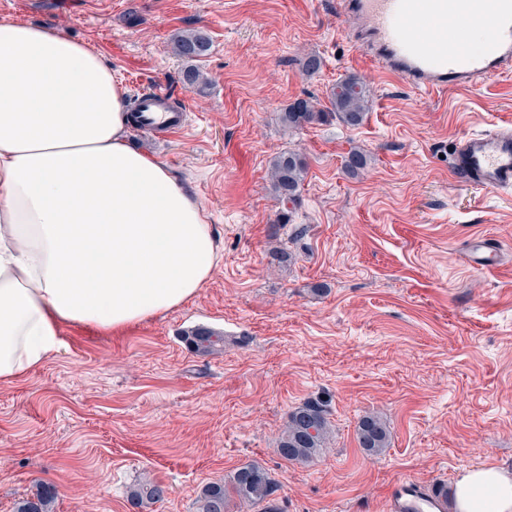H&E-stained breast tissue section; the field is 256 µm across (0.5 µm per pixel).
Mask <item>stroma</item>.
<instances>
[{"mask_svg": "<svg viewBox=\"0 0 512 512\" xmlns=\"http://www.w3.org/2000/svg\"><path fill=\"white\" fill-rule=\"evenodd\" d=\"M82 2L0 0V20L58 29L103 55L127 99L162 86L187 109L182 137H131L203 204L220 258L179 308L116 333L64 326L60 354L0 384V512L44 483L52 512H196L202 486L249 463L286 512H387L404 477L512 474V192L457 186L446 159L466 134L512 125V72L423 94L354 47L336 0ZM195 30L210 41L198 91L172 48ZM307 53L319 73L303 71ZM350 76L371 90L359 127L280 125L288 104ZM353 147L370 157L358 176L343 168ZM288 150L308 174L284 210L269 168ZM475 239L498 247L497 268L471 267ZM198 326L223 345L192 350ZM307 400L327 409L329 443L284 461L275 448ZM368 413L389 431L377 455L356 440ZM147 480L167 500L133 505Z\"/></svg>", "mask_w": 512, "mask_h": 512, "instance_id": "35a3bbf8", "label": "stroma"}]
</instances>
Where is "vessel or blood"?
<instances>
[{"label":"vessel or blood","mask_w":512,"mask_h":512,"mask_svg":"<svg viewBox=\"0 0 512 512\" xmlns=\"http://www.w3.org/2000/svg\"><path fill=\"white\" fill-rule=\"evenodd\" d=\"M338 12L348 20H365V30H352L357 49L386 69L424 91L465 87L479 77L512 68V0H339ZM489 20L479 50L464 48L462 24ZM437 30L434 42H420L415 29ZM168 92L154 87L141 96L145 127L177 136L188 125L182 110L166 106ZM454 180L480 190H512V128L472 133L456 143L449 159ZM471 260L476 268L498 265L497 250L476 242ZM389 512H447L448 491L424 488L412 478L396 481L388 496Z\"/></svg>","instance_id":"vessel-or-blood-1"}]
</instances>
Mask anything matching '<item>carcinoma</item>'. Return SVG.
<instances>
[{
	"instance_id": "cac0c4a2",
	"label": "carcinoma",
	"mask_w": 512,
	"mask_h": 512,
	"mask_svg": "<svg viewBox=\"0 0 512 512\" xmlns=\"http://www.w3.org/2000/svg\"><path fill=\"white\" fill-rule=\"evenodd\" d=\"M209 39L201 32L191 31L177 35L173 40L175 54L191 63L184 72V83L190 87L200 83L201 72L193 62L206 55ZM370 90L355 77H349L333 89L326 103L312 99H297L278 116L281 126L289 131L301 130L307 125L336 119L348 128L362 124L370 108ZM368 165L367 155L358 148L344 157V169L357 175ZM308 171L306 157L295 151H284L271 162L269 180L274 197L282 203L295 201L300 195ZM189 345L200 353L211 352L224 343V337L207 327L191 330L186 338ZM330 428L323 406L305 402L288 415L286 428L279 439L276 452L289 462L308 463L319 455L329 438ZM389 431L381 419L372 414L363 416L357 429V442L364 451L379 454L388 444ZM277 481L264 467L247 464L236 470L223 484L204 486L197 497V512H233L235 506H248L259 512H273L268 505L277 499ZM167 487L148 482L131 494V500L158 503L165 499ZM57 496L55 487L42 485L33 499L21 501L17 512H51Z\"/></svg>"
}]
</instances>
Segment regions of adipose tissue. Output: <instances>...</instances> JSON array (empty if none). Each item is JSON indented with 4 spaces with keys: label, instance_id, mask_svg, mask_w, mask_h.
<instances>
[{
    "label": "adipose tissue",
    "instance_id": "1",
    "mask_svg": "<svg viewBox=\"0 0 512 512\" xmlns=\"http://www.w3.org/2000/svg\"><path fill=\"white\" fill-rule=\"evenodd\" d=\"M125 92L103 56L55 30L0 22V384L64 345L196 296L219 260L202 204L128 143ZM453 512H512V475L460 473Z\"/></svg>",
    "mask_w": 512,
    "mask_h": 512
}]
</instances>
